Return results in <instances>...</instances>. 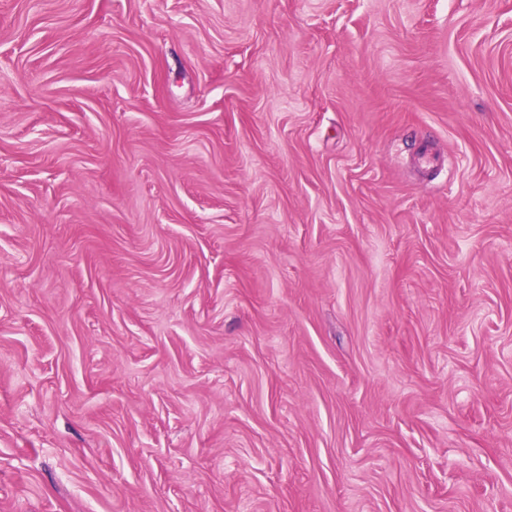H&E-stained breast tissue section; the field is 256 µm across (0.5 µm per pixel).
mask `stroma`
Here are the masks:
<instances>
[{"label": "stroma", "instance_id": "1", "mask_svg": "<svg viewBox=\"0 0 512 512\" xmlns=\"http://www.w3.org/2000/svg\"><path fill=\"white\" fill-rule=\"evenodd\" d=\"M0 512H512V0H0Z\"/></svg>", "mask_w": 512, "mask_h": 512}]
</instances>
